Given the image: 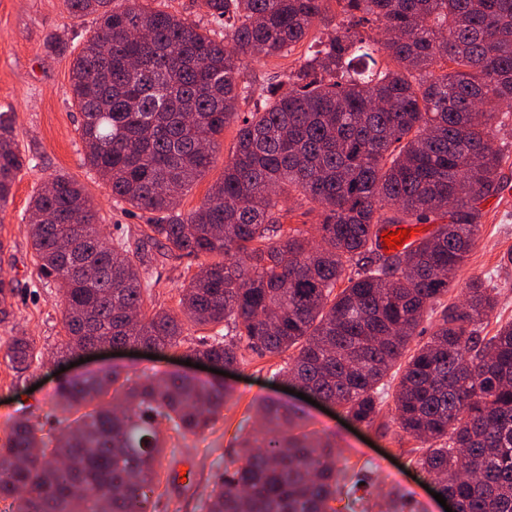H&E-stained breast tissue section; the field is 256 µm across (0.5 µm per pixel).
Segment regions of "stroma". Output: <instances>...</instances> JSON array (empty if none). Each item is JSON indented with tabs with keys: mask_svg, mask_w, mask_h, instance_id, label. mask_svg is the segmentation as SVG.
<instances>
[{
	"mask_svg": "<svg viewBox=\"0 0 512 512\" xmlns=\"http://www.w3.org/2000/svg\"><path fill=\"white\" fill-rule=\"evenodd\" d=\"M94 17H70L65 0H0V113L11 115L18 150L36 165L24 170L12 188L10 203L0 212V279L12 282L11 314L0 323V431L15 417L35 413L45 428L59 432L55 422L54 393L57 372L76 376L92 370L119 366L130 376H164L183 371L176 358H148L145 350L105 349L90 361L66 369L54 358L65 336L59 289L46 286L37 276V266L28 245V202L50 176L73 177L92 198L98 219L107 234L137 238L147 212L116 203L109 186L89 168L77 125L80 115L70 100V64L81 34L95 29ZM307 49L299 44L284 57H243L241 81L258 89L295 70ZM496 141L503 149L501 193L484 204L485 216L476 244L466 264L457 272L448 290V303H458L466 285L475 278L495 286L498 305L484 326V335H494L501 324L512 322V264L503 257L512 252V111L500 115ZM238 126L228 124L220 137V152L213 167L180 196L183 211L197 208L211 185L224 172ZM200 263L193 256H175L154 250L150 273L155 282L158 306L178 311L179 290ZM32 336L45 361L23 376H16L7 356L5 338L15 333ZM276 359L247 354L229 379L233 393L222 417L212 430L168 442L159 458V474L168 470L192 469L194 480L168 485L167 496L178 502L181 512H201L200 501L210 491L215 474L231 461L233 439L251 432L257 404L275 398L299 407L307 416L309 430L330 435L342 459L349 465L370 469L372 496L368 512L387 504V494L400 491L416 501L421 512H445L426 490L424 476H411L407 449L417 442L402 432L394 421L393 398L382 406V428L358 424L343 426L338 408L319 407L286 393L281 378L275 377Z\"/></svg>",
	"mask_w": 512,
	"mask_h": 512,
	"instance_id": "35a3bbf8",
	"label": "stroma"
}]
</instances>
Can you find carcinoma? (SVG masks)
<instances>
[{
    "mask_svg": "<svg viewBox=\"0 0 512 512\" xmlns=\"http://www.w3.org/2000/svg\"><path fill=\"white\" fill-rule=\"evenodd\" d=\"M113 2L67 0L73 17L97 21L73 57L70 93L87 165L149 224L133 242L107 239L66 174L31 197L29 245L63 293L61 357L136 346L224 369L248 352L285 354L278 376L369 428L392 388L398 428L421 443L410 462L456 512H512V323L481 335L497 300L478 278L463 305L444 300L482 204L500 190L494 124L512 102V0H336L343 15L372 17L383 38L352 32L358 21L313 38L322 49L261 87L244 115L241 56L290 53L331 23L329 0H205L222 38L139 0ZM232 121L223 175L182 211L177 195L213 166ZM28 164L0 114V210ZM287 188L321 210L318 245L283 222ZM385 224L437 228L386 255ZM153 248L212 258L183 285L179 317L153 304ZM187 323L215 333L190 343ZM6 345L20 375L39 361L29 336ZM229 395L221 378L179 373L64 380L55 406L85 412L60 420L56 440L30 415L11 422L0 498L16 512L155 510L160 423L198 435ZM235 442L205 512H336L331 502H361L371 486L367 470L339 465L335 445L275 401L259 404L258 429ZM388 497L390 512H418L405 495Z\"/></svg>",
    "mask_w": 512,
    "mask_h": 512,
    "instance_id": "carcinoma-1",
    "label": "carcinoma"
}]
</instances>
